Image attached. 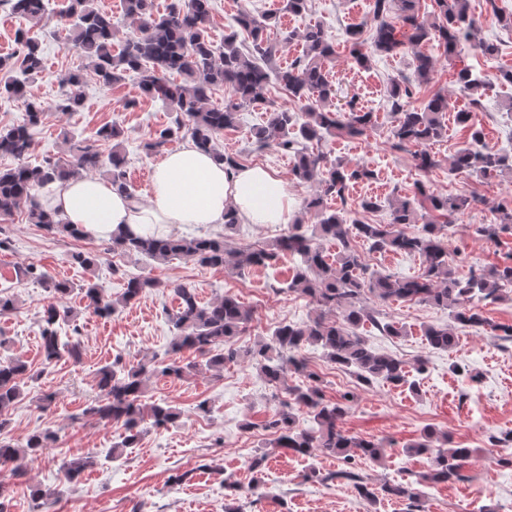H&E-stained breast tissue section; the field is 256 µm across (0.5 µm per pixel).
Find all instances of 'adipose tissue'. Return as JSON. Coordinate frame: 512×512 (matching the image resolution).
<instances>
[{"instance_id":"obj_1","label":"adipose tissue","mask_w":512,"mask_h":512,"mask_svg":"<svg viewBox=\"0 0 512 512\" xmlns=\"http://www.w3.org/2000/svg\"><path fill=\"white\" fill-rule=\"evenodd\" d=\"M45 197L47 210L101 239L119 227L151 236L156 228L174 224H220L229 206L246 224H284L294 207L274 173L259 166L225 171L190 144L160 157L148 200L118 193L105 179L86 175L48 185Z\"/></svg>"}]
</instances>
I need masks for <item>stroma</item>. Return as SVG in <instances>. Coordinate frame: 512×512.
<instances>
[{
    "label": "stroma",
    "mask_w": 512,
    "mask_h": 512,
    "mask_svg": "<svg viewBox=\"0 0 512 512\" xmlns=\"http://www.w3.org/2000/svg\"><path fill=\"white\" fill-rule=\"evenodd\" d=\"M469 3L478 38L496 43L499 52L492 57L468 54L464 63L473 74L491 79V87L479 107H472L469 96L454 85L455 67L449 65L443 48L432 42L426 50L437 60L434 81L422 88L411 104L420 106L432 91L446 89L451 111L474 109L488 145L512 155V116L500 107L512 97V85L494 80L498 70L512 68V28H503L492 16L496 7L512 13V0ZM69 5V0H50L45 20L33 29L24 18L0 6V55L13 51L14 33L20 28L29 29L44 55V69L30 80L29 90L46 104L48 113L31 130L34 150L26 164L35 165L47 157L68 159L70 135L90 137L100 126L116 123L126 131L128 175L152 169L159 156L148 152L145 145L156 130L174 122L175 112L146 97L136 74L127 75L118 85L100 83L81 50L68 44L57 26V17ZM284 5V0H213L208 33L214 44H221L244 7L257 15L277 14L279 24L271 28L269 38L279 43V62L285 66L301 55L302 44L282 43V31L300 32L318 23L328 32L336 47L331 76L337 104L353 99L377 117L368 138L330 137L321 143L328 161L359 165L373 173L372 179L351 186L344 199H328L330 209L350 219L360 200L371 197L378 200L380 208L368 219L384 224L389 220V200L413 197L417 184L444 195L473 192L482 202L446 229L448 256L463 279L483 267L507 262L512 257V235L504 233L490 241L476 229L492 220L493 207L512 199V182L452 170L450 159L466 142V128L449 122L444 138L429 147L437 164L425 171L416 166L414 147L392 149L394 117L386 85L390 79L412 76L414 56L412 49L406 48L391 56L375 57L367 68L351 61L347 31L368 18L372 0H309L307 11L299 15L286 12ZM77 71L85 80L83 108L55 111L65 76ZM265 119L264 110H243L236 129L221 134L217 146L238 155L242 164L274 171L294 200L295 212H302L313 188L293 179L291 156L275 147L259 151L251 143L253 127ZM0 228L9 239L8 247L0 250V293L18 301L16 311L0 316V362L24 360L34 376L24 397L7 414L8 436L20 445L30 434L45 429L59 436L39 460L0 470L7 512H225L224 484L228 481L239 487L240 512H470L477 501L493 506L495 512H507L512 506V467L502 463L503 457L512 455V336L502 333L503 327L512 325V300L479 302L485 320L481 326L456 323L450 310L440 307L399 301L377 304L380 319L404 325L405 335L387 336L369 325L360 333L373 350L390 354L407 367L424 362L425 371L417 375L413 390L380 380L359 384L349 371L331 363L320 347L302 349L310 370L319 376L326 399L353 393L344 430L390 445L382 460H358L356 472L377 488L387 482L417 485V501L383 496L372 505L360 498L351 484L333 479V472L343 466L341 458L319 453L302 458L272 448L273 436L265 427L273 414L272 388L255 365L243 358L225 364L217 375L205 369L204 356L186 350L180 359L196 363V374L181 380L152 375L148 400L179 409L181 418L174 426L148 427L139 445L121 457L112 455L120 428L83 414L98 393L99 369L114 357L130 364L149 358L166 360L175 334L170 316L178 307L168 282L195 288L204 304L228 293L250 308L253 320L248 330L231 342L232 348L241 351L269 339L278 323L314 318L317 309L309 298L286 289L295 258L284 255L269 268L230 271L183 258L159 262L119 256L108 252L105 240L48 233L29 223L20 211L1 221ZM358 250L371 275L415 278L424 269L422 258L414 254L373 252L365 244ZM78 252L96 256V263L90 267L75 263L73 256ZM29 265L77 286L94 282L104 295L112 297L120 294L132 277H152L161 285L108 319L86 310L80 294L66 297L64 304L73 309L76 323L60 325L58 334L65 341L80 338L81 358L65 357L47 366L40 353L39 313L43 305L52 302L53 295L44 283L20 275V268ZM428 325L452 326L456 347L450 351L430 348L423 335ZM49 392L55 393V403L46 410L39 408L38 397ZM246 422L251 425L247 431L242 428ZM428 428L449 433L454 444L474 449V456L462 468V479L419 483L430 460L424 455H408L403 448ZM261 453L267 456L265 483L256 488L251 483L250 466ZM85 456L95 459V467L77 481H67L59 470L62 461ZM312 468L324 473V480H306ZM178 475L183 478L179 484L174 481ZM35 485L48 490V497L33 499L30 489Z\"/></svg>",
    "instance_id": "35a3bbf8"
}]
</instances>
